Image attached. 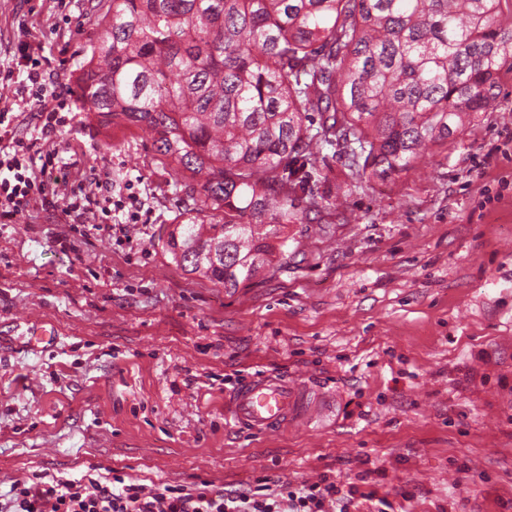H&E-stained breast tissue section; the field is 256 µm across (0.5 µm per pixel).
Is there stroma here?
<instances>
[{
  "instance_id": "1",
  "label": "stroma",
  "mask_w": 512,
  "mask_h": 512,
  "mask_svg": "<svg viewBox=\"0 0 512 512\" xmlns=\"http://www.w3.org/2000/svg\"><path fill=\"white\" fill-rule=\"evenodd\" d=\"M99 0H0V110L38 130L8 66L19 39L60 92L95 40ZM60 198L108 176L112 221L131 201L134 242L33 208L0 225V496L13 481L122 471L152 488L200 480L243 490L266 476H330L395 512H512V74L498 107L448 148L283 234L273 271L236 289L162 251L183 174L138 127L68 100ZM55 333L34 344L28 330ZM274 374L307 406L264 434L224 397ZM325 412L313 418L311 404Z\"/></svg>"
}]
</instances>
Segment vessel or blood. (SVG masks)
<instances>
[{"label": "vessel or blood", "instance_id": "1", "mask_svg": "<svg viewBox=\"0 0 512 512\" xmlns=\"http://www.w3.org/2000/svg\"><path fill=\"white\" fill-rule=\"evenodd\" d=\"M301 385L273 375L243 382L228 397L226 413L242 428L265 432L285 423L302 404Z\"/></svg>", "mask_w": 512, "mask_h": 512}]
</instances>
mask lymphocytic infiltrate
Segmentation results:
<instances>
[{
	"instance_id": "obj_1",
	"label": "lymphocytic infiltrate",
	"mask_w": 512,
	"mask_h": 512,
	"mask_svg": "<svg viewBox=\"0 0 512 512\" xmlns=\"http://www.w3.org/2000/svg\"><path fill=\"white\" fill-rule=\"evenodd\" d=\"M12 66L23 75L17 96L39 105L35 117L41 136L52 137L64 118L44 106L53 82L28 41L18 42ZM11 123L8 111L0 110V133L8 140L0 146V224L17 223L32 201L47 209L58 203L51 185L57 169L55 153L36 152L33 143L15 137ZM356 494L355 487L326 475L297 488L287 483L275 487L260 478L255 487L228 493L205 480L154 490L116 473L106 481L13 482L9 499L0 502V512H351Z\"/></svg>"
}]
</instances>
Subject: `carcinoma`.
Wrapping results in <instances>:
<instances>
[{
    "label": "carcinoma",
    "instance_id": "carcinoma-1",
    "mask_svg": "<svg viewBox=\"0 0 512 512\" xmlns=\"http://www.w3.org/2000/svg\"><path fill=\"white\" fill-rule=\"evenodd\" d=\"M502 0H109L77 83L88 111L151 135L190 173L164 254L235 289L274 267L288 224L388 181L490 111L512 74ZM346 158L344 156L339 157L336 155V159H331L329 157V169L326 170L328 175V181L325 183L324 188H332L333 193L338 191L339 187H344L345 183L348 181L347 173L348 169L345 166Z\"/></svg>",
    "mask_w": 512,
    "mask_h": 512
}]
</instances>
